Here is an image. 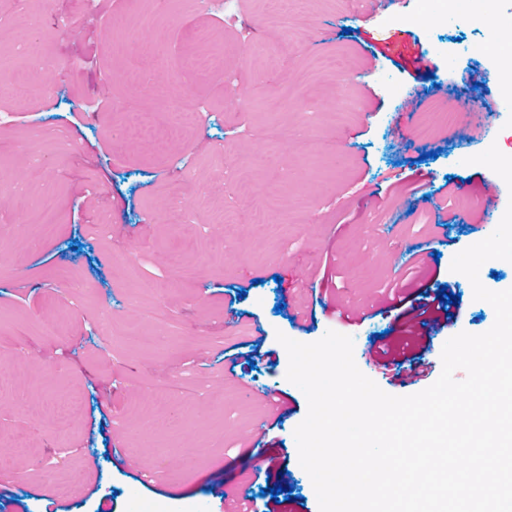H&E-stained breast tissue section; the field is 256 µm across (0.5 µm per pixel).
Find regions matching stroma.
<instances>
[{"label":"stroma","mask_w":512,"mask_h":512,"mask_svg":"<svg viewBox=\"0 0 512 512\" xmlns=\"http://www.w3.org/2000/svg\"><path fill=\"white\" fill-rule=\"evenodd\" d=\"M501 19H512V0H493L481 20L449 0L377 13L368 0L210 10L201 0H0L10 77L27 73L17 48L28 38L57 61L42 77L49 95L20 108L0 94V462L14 472L0 489L16 499L7 512H221L225 487L259 496L248 444L269 395L283 408L267 467L294 497L265 512H319L294 438L307 399L286 378L277 336L312 343L338 330L383 391L420 392L371 352L375 334L401 335L405 315L365 310L399 277L408 245L440 252L428 285L460 296L454 329L422 347L429 359L440 362L449 332L493 326V307L451 263L495 230L512 195L501 192L482 230L436 226L435 214L474 209L493 172L471 156L493 144L512 153V105L494 59L473 51ZM412 50L434 79L413 67ZM131 56L151 88L131 78ZM371 61L375 74L359 81ZM414 86L425 99L407 114ZM181 102L201 116L178 131L171 109ZM444 108L475 138L448 125L422 135ZM283 126L303 140L276 138ZM416 179L424 197L405 200ZM244 180L256 201L236 196ZM172 183L193 207L187 221L169 218ZM46 198L58 222L38 239L16 218ZM257 204L267 223H253ZM332 298L362 319L337 325ZM298 307L306 325L290 319ZM257 335L275 364L240 377L228 357ZM56 460L78 476L63 497L41 479Z\"/></svg>","instance_id":"stroma-1"}]
</instances>
